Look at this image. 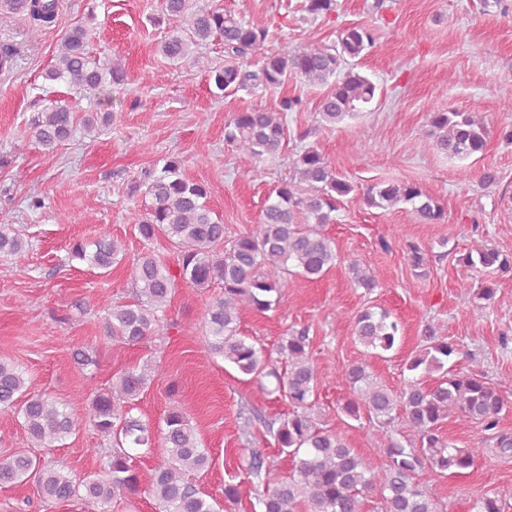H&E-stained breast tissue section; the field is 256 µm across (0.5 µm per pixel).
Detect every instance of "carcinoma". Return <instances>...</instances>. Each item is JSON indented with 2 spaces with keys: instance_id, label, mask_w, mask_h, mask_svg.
Listing matches in <instances>:
<instances>
[{
  "instance_id": "obj_1",
  "label": "carcinoma",
  "mask_w": 512,
  "mask_h": 512,
  "mask_svg": "<svg viewBox=\"0 0 512 512\" xmlns=\"http://www.w3.org/2000/svg\"><path fill=\"white\" fill-rule=\"evenodd\" d=\"M162 7L167 16L180 21L160 46L170 61L198 65L196 48L214 37L222 38L228 62L210 70V80L220 92L275 89L291 76L325 85L318 112L329 124L362 111L378 94L376 83L357 70L358 61L374 46L372 33L363 26L343 28L331 48L306 46L264 53L267 29L204 0H163ZM306 10L316 17L327 16L336 10V0H307ZM0 11L25 15L31 31L39 34L55 22L59 0H0ZM90 37L81 25L65 32L45 79L78 93L101 92L124 83L123 68L90 55ZM301 106V98L283 97L275 111L237 112L224 126V142L260 162L274 159L287 137L283 113L298 112ZM32 108L29 133L48 151L68 140L79 125L92 132L112 120L110 112L81 117L64 99H38ZM489 135L472 112L437 109L429 113L426 136L450 158L484 154ZM293 165V176L267 199L260 222L229 239L224 224L213 218L208 188L184 175L179 156H166L162 167L144 170L131 191L142 193L149 203L132 213L131 221L144 242L167 239L176 249L177 272L152 252L138 256L132 269L133 300L115 301L106 309L105 336L132 346L161 337L175 326L167 321L166 311L180 285L221 286L222 292L207 303L201 319L209 353L292 407L279 425L264 422L280 453L293 460L288 475L273 476L275 460L257 449H246L247 475L264 486L260 498L264 512H363L371 495L377 501L374 512H443L417 481L419 472L427 468L441 475L462 474L484 456L493 439L502 453L512 451V439L494 438L508 400L483 373L456 369L461 354L456 344L437 335L433 325H425L421 349L407 358L408 376L397 390L377 381L365 360L340 372L346 392L344 411L357 421L367 419V436L380 442L388 457L386 467L376 474L345 438L319 427L317 367L308 330L289 331L275 361L262 346L240 335L242 307L267 312L281 299L288 277L316 281L338 261L335 245L321 227L333 223L336 203L353 186L311 146L302 150ZM363 202L381 209L404 204L422 224H439L444 217L437 200L410 183L370 185L363 192ZM24 247L14 225L1 223L0 256L16 255ZM120 253V243L101 227L91 242L75 243L68 260L107 271L119 262ZM462 263L484 271L512 272V255L484 241L474 243L462 255ZM348 273L359 287H377L374 273L356 260L348 264ZM461 287L486 302L495 297L489 285L465 282ZM399 330L398 321L386 309L368 308L356 317L353 335L370 354L380 356L394 350ZM431 376L435 381L429 384ZM158 378V366L146 360L120 373L111 388L91 389L89 425L111 441L101 452L99 471L80 479L63 466H49L18 451L0 455V485L33 480L47 502L82 497L96 504L99 512H110L115 498L141 495L153 501L154 512H224L225 503L239 501L240 485L224 484L221 502L196 484L194 476L209 468L210 456L187 412L170 408L157 435L131 414L134 401ZM31 385L18 365L0 358V408L22 420L36 446L51 448L74 433L76 421L67 406L30 392ZM453 415L479 424L465 448L454 446L441 433V425ZM405 430L412 438L403 443L399 436ZM139 448L159 449V460L145 483L135 463Z\"/></svg>"
}]
</instances>
